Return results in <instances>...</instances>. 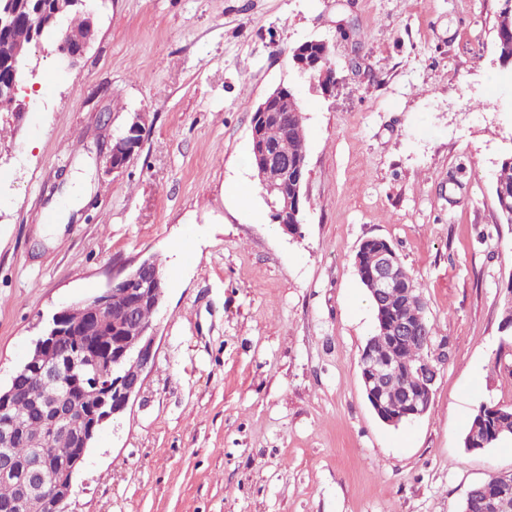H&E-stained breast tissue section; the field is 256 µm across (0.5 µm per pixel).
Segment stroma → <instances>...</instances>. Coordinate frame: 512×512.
<instances>
[{
  "label": "stroma",
  "instance_id": "1",
  "mask_svg": "<svg viewBox=\"0 0 512 512\" xmlns=\"http://www.w3.org/2000/svg\"><path fill=\"white\" fill-rule=\"evenodd\" d=\"M501 4L101 0L75 66L32 47L48 83L0 138V387L60 307L150 256L166 282L155 365L96 434L69 512H459L512 473V435L463 444L479 404L512 407V224L493 193L512 155ZM312 39L331 48V90L292 65ZM281 85L308 139L296 235L272 223L249 161L253 109ZM137 115L141 147L109 170L107 141ZM369 237L419 280L435 327L429 409L398 428L359 368Z\"/></svg>",
  "mask_w": 512,
  "mask_h": 512
}]
</instances>
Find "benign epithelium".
<instances>
[{
	"label": "benign epithelium",
	"mask_w": 512,
	"mask_h": 512,
	"mask_svg": "<svg viewBox=\"0 0 512 512\" xmlns=\"http://www.w3.org/2000/svg\"><path fill=\"white\" fill-rule=\"evenodd\" d=\"M32 39H38L42 29L74 15L83 22V36L78 41H64L56 50L59 60L73 66L83 56L94 37V11L90 0H31ZM14 0L0 3V33L9 29L16 16ZM322 40L306 41L292 50V61L299 74L314 69L324 60L319 47ZM284 86L266 96L251 116L250 145L259 165L268 173L267 194L263 195L270 218L291 234L299 233L304 198L302 187L307 173L308 158L288 160V153L268 149L263 136L271 117L284 111ZM145 133V123L136 116L128 127L112 138L107 164L112 170L123 168ZM153 257H148L124 274L113 278L100 295L64 307L52 316L36 344L41 354L26 364L25 370L11 376L12 391L0 396V448H9L19 436L30 437L37 455L30 463L18 468L7 454L0 455V481L11 483L16 494L0 504V512H64L72 496L73 476L84 462L86 447L98 428L116 414L123 412L132 397L140 390L143 374L155 363L152 324L139 327V335L127 341L112 342L113 295L122 292L131 295L135 303L124 307L120 319L131 321L136 309L144 304L154 307L162 303L165 281L151 268ZM359 277L369 285V291L378 307L379 324L375 336L362 349L359 367L366 397L379 419L393 426L426 414L429 409L437 369L428 358L412 366L403 365L399 352L413 343L432 345L424 319L425 308L417 302L401 276V261L392 244L379 237L363 240L355 257ZM70 336H82V344L73 346ZM112 354L108 365L101 366L92 375L70 379L71 389L63 390L46 405L41 414V432L33 437L27 426L18 423L12 413V399L17 387L39 383L59 388L63 377L78 363L96 364L102 354ZM413 373L416 382L406 387L400 399L391 401L385 386L397 374ZM60 434L70 437L72 446L60 451L52 440ZM512 485V478L497 475L495 480L482 483L484 502L501 509L505 502L495 504L500 490Z\"/></svg>",
	"instance_id": "obj_1"
}]
</instances>
